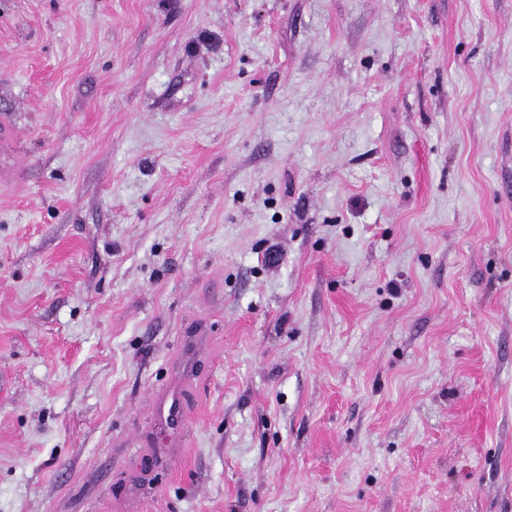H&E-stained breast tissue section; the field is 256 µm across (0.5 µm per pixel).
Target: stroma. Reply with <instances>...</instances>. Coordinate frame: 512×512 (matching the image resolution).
<instances>
[{
  "instance_id": "35a3bbf8",
  "label": "stroma",
  "mask_w": 512,
  "mask_h": 512,
  "mask_svg": "<svg viewBox=\"0 0 512 512\" xmlns=\"http://www.w3.org/2000/svg\"><path fill=\"white\" fill-rule=\"evenodd\" d=\"M0 121V512H512V0H0ZM191 375L179 384L171 385L166 391L156 394L151 399V410L157 418L164 420L174 433H182L186 426V386Z\"/></svg>"
}]
</instances>
